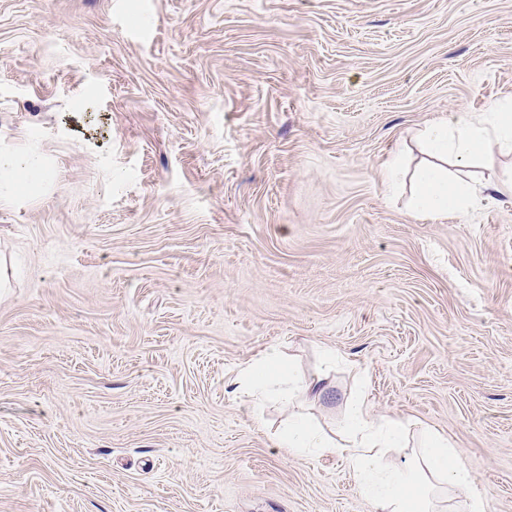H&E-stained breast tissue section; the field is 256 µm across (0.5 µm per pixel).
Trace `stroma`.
<instances>
[{"label": "stroma", "mask_w": 512, "mask_h": 512, "mask_svg": "<svg viewBox=\"0 0 512 512\" xmlns=\"http://www.w3.org/2000/svg\"><path fill=\"white\" fill-rule=\"evenodd\" d=\"M512 101V0H0V512H372L232 369L339 362L512 512V203L412 217L385 166ZM42 174L43 165L36 155H0V182H9L16 195L30 192Z\"/></svg>", "instance_id": "35a3bbf8"}]
</instances>
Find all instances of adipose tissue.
Returning <instances> with one entry per match:
<instances>
[{"label":"adipose tissue","mask_w":512,"mask_h":512,"mask_svg":"<svg viewBox=\"0 0 512 512\" xmlns=\"http://www.w3.org/2000/svg\"><path fill=\"white\" fill-rule=\"evenodd\" d=\"M421 142L430 156L416 174L411 213L424 221H447L470 210L499 203L507 183L461 178L448 170V162L465 167L488 146L512 150V104L479 117L458 110L447 119L429 124ZM43 165L33 154L0 155V182H9L15 194L30 192L41 180ZM336 354L325 348L315 371L295 376V366L277 347L237 366L232 382L243 391L253 411L271 401L287 406L288 421L277 433L280 448L289 456L347 453L362 493L373 512H442L441 497L462 493L464 512H485L483 495L463 454L436 430H422L416 447H409V418L373 410L367 400L355 401L333 432L294 411L296 396L313 401L329 397Z\"/></svg>","instance_id":"obj_1"}]
</instances>
